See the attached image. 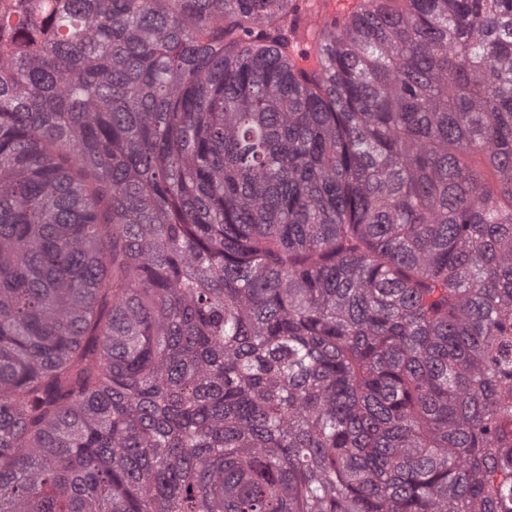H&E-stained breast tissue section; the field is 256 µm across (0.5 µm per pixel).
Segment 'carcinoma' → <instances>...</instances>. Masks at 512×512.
<instances>
[{
  "instance_id": "1",
  "label": "carcinoma",
  "mask_w": 512,
  "mask_h": 512,
  "mask_svg": "<svg viewBox=\"0 0 512 512\" xmlns=\"http://www.w3.org/2000/svg\"><path fill=\"white\" fill-rule=\"evenodd\" d=\"M0 0V512H512V0Z\"/></svg>"
}]
</instances>
